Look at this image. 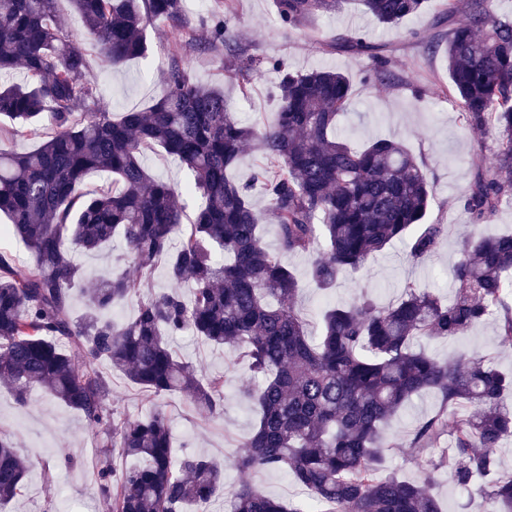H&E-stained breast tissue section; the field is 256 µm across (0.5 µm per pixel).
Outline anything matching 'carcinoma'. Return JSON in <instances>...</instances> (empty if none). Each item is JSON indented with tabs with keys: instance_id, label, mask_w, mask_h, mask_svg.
<instances>
[{
	"instance_id": "obj_1",
	"label": "carcinoma",
	"mask_w": 512,
	"mask_h": 512,
	"mask_svg": "<svg viewBox=\"0 0 512 512\" xmlns=\"http://www.w3.org/2000/svg\"><path fill=\"white\" fill-rule=\"evenodd\" d=\"M60 0H0V74L26 71L22 84L0 85V116L14 126L0 137L46 136L32 151L0 148V213L8 233L30 257L0 253V385L21 406L42 388L80 412L135 464L120 471L108 462L95 474L111 512H186L224 492V470L211 458L172 451L169 419L160 408L146 417H117L105 363L150 397L180 393L195 409L223 414L224 379L204 377L170 348L187 331L231 349L262 385L241 396L257 420L233 465L244 472L284 469L308 494L316 512H441L431 491L435 474L452 470L463 485L488 480L487 512H512V475L500 474L498 448L512 440V370L476 353L440 361L415 349L422 339L453 340L498 315L497 339L512 346V234L467 239L453 270V296L444 300L414 282L400 299L378 306L368 299L336 304L309 335L294 309L298 279L267 249L260 189L277 226L279 250L311 254L315 287L336 286L394 240L409 242L416 262L440 245L446 225L428 224L433 200L425 166L399 142L378 139L361 149L337 134L351 102L349 77L338 70L294 72L283 59L246 54L227 26L235 0H216L209 39L199 42L183 0H68L84 21L103 60L120 67L147 51L146 31L157 21L184 40L161 71L160 90L145 111L119 117L100 107L86 55L64 30ZM344 0H274L282 26L298 28ZM379 22L394 25L421 11L424 0H361ZM464 20L456 23L459 11ZM444 49L448 88L462 124L492 133V161L482 152L461 197L475 224L512 198V18L492 12L489 0H445ZM327 47L376 61V79L390 75L385 47L359 32L336 35ZM222 51L237 60L242 95L253 73L278 74L276 122L243 124L224 92L197 83L186 51ZM92 108L74 112L79 103ZM47 118L52 132L44 134ZM159 146L193 176L186 191L200 197L183 222L179 191L152 178L143 151ZM252 147L263 163L249 180L228 171ZM113 176L115 187L89 196L85 175ZM120 238L137 277L115 268L85 292L74 314L72 289L83 281L73 254L96 253ZM164 265L169 287L150 290L135 315L115 322L108 313ZM193 283L185 296L184 282ZM435 392L439 411L419 424L416 447H430L423 477L382 475L391 445L383 427L414 397ZM453 429L446 413L455 409ZM29 465L13 442L0 437V501L25 488ZM229 512H308L301 503L272 497L251 483L227 493Z\"/></svg>"
}]
</instances>
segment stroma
<instances>
[{"label":"stroma","mask_w":512,"mask_h":512,"mask_svg":"<svg viewBox=\"0 0 512 512\" xmlns=\"http://www.w3.org/2000/svg\"><path fill=\"white\" fill-rule=\"evenodd\" d=\"M70 36L86 54L99 98L114 113L147 109L159 91L157 75L167 63L170 48L180 34L159 22L147 30V53L132 59L120 70H112L88 38L81 18L61 0ZM443 9L442 0H425L422 10L395 26L380 25L362 6L350 0L341 9L318 15L306 28H282L273 0H238L230 26L248 54L260 59H287L294 71L310 68H337L351 82L350 110L341 119V132L355 147L389 138L401 141L408 151L424 162L434 187L429 220L446 225L440 248L425 260L414 263L405 242L396 241L371 259L360 271L341 277L335 288L323 292L309 281L310 256L282 255L281 260L294 272L300 290L294 306L311 325H318L326 306L348 303L362 295L386 305L401 293L404 281L412 280L443 298L452 295L453 269L460 258L463 240L472 232V219L460 198L472 177L476 149L492 156L494 134L463 129L457 108L444 92L448 70L443 53L424 52L425 44L435 41V22ZM361 29L373 42L387 45L398 79L380 83L370 78L374 62L369 57L351 58L325 50V42L336 34ZM186 60L198 83L220 86L233 112L249 125L258 127L275 118L278 76L265 70L251 80V93L242 96L235 78L230 77V60L218 52L189 53ZM143 162L156 179L182 189L191 183L190 172L178 166L159 147L146 149ZM198 198L182 197L186 212H193ZM172 345L178 355L202 374L224 379V413L213 418L194 410L184 395L161 398L172 428L174 453H203L224 466V487L232 489L249 480L271 496L298 500L302 491L285 470L247 474L236 469L232 457L241 440L251 434L256 414L238 394L241 387L258 386L259 381L228 349L202 343L192 333L175 337ZM429 353L440 360L470 351L486 356L500 368L512 367V348L497 341V321L483 325L455 340L428 343ZM110 387V403L116 415L143 417L154 404L122 374L101 365ZM440 407L437 395L424 393L401 411L386 433L392 444L386 473L402 479H416L431 456L428 448L410 444L413 428ZM0 435L10 438L30 465L28 484L6 507V512H109L98 495L93 472L103 455L100 436L84 416L63 405L43 389H33L26 405H18L12 393L0 386ZM432 491L442 512H484L485 499L478 484L460 486L453 471L444 469L435 476Z\"/></svg>","instance_id":"35a3bbf8"}]
</instances>
